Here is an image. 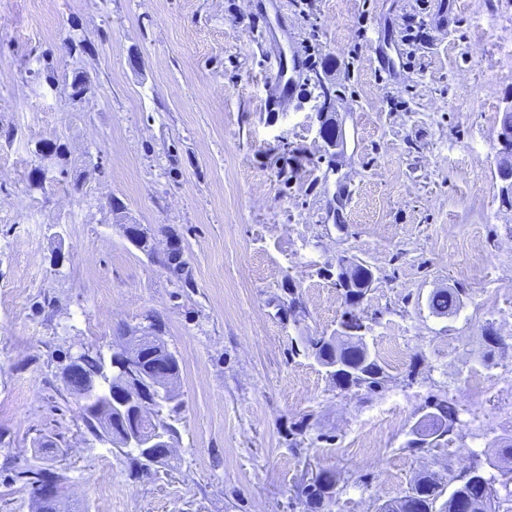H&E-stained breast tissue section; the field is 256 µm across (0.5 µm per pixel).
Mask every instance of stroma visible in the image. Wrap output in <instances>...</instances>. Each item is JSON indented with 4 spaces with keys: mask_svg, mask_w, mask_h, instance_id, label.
Masks as SVG:
<instances>
[{
    "mask_svg": "<svg viewBox=\"0 0 512 512\" xmlns=\"http://www.w3.org/2000/svg\"><path fill=\"white\" fill-rule=\"evenodd\" d=\"M273 5L304 62L283 112L267 109ZM410 14L424 46L402 39ZM381 31L398 77L376 70ZM71 37L93 54L69 55ZM79 72L91 91L76 104ZM511 100L512 0H0V512H32L16 479L29 465L67 475L64 512H308L301 490L324 471L321 512H379L420 476L450 488L478 465L495 512H512V472L493 466L512 445V207L496 160ZM42 142L65 152L42 159ZM41 167L54 178L32 188ZM172 240L192 287L163 265ZM344 255L374 273L378 388L336 386L306 349L346 309ZM443 288L461 291L447 317L429 308ZM153 318L183 408L168 465L133 479L61 367ZM438 400L453 432L410 448Z\"/></svg>",
    "mask_w": 512,
    "mask_h": 512,
    "instance_id": "35a3bbf8",
    "label": "stroma"
}]
</instances>
